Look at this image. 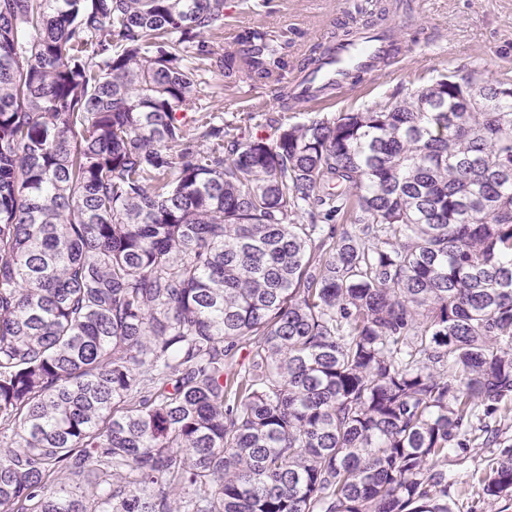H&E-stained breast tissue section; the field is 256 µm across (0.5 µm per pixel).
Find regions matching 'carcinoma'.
Listing matches in <instances>:
<instances>
[{
  "mask_svg": "<svg viewBox=\"0 0 512 512\" xmlns=\"http://www.w3.org/2000/svg\"><path fill=\"white\" fill-rule=\"evenodd\" d=\"M223 28L0 0V512H454L448 454L512 411V97L442 74L245 138L198 86L288 52Z\"/></svg>",
  "mask_w": 512,
  "mask_h": 512,
  "instance_id": "1",
  "label": "carcinoma"
}]
</instances>
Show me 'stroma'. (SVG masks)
<instances>
[{
  "instance_id": "stroma-1",
  "label": "stroma",
  "mask_w": 512,
  "mask_h": 512,
  "mask_svg": "<svg viewBox=\"0 0 512 512\" xmlns=\"http://www.w3.org/2000/svg\"><path fill=\"white\" fill-rule=\"evenodd\" d=\"M376 0H269L250 8L245 0H224V30L212 46L216 54L235 50L238 30L262 24L285 31L296 42L292 61L301 64L321 36L371 19ZM386 17L400 31L402 54L384 77H365L348 94L335 96L325 112H356L385 101L396 88L417 90L442 73L457 79L512 80V0H393ZM286 83L256 85L244 80L224 86L209 76L198 96L216 123L237 128L248 137H270L281 124L308 120L307 106L287 107ZM499 449L485 448L448 457L454 512H512V501H490L478 494L477 478L495 462Z\"/></svg>"
}]
</instances>
